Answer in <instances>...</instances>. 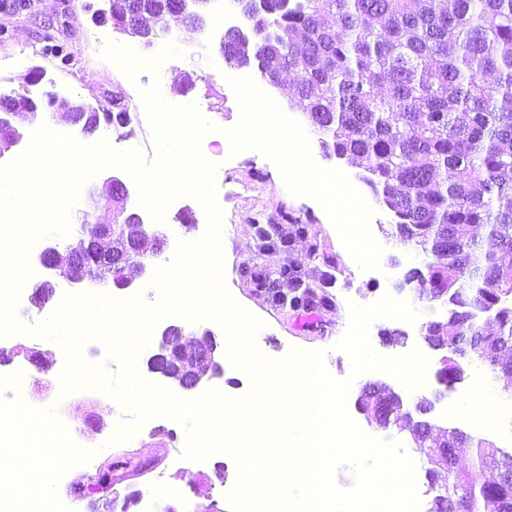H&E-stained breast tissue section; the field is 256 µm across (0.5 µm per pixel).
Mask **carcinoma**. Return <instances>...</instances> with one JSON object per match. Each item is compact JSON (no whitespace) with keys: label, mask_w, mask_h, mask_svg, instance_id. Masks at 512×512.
Here are the masks:
<instances>
[{"label":"carcinoma","mask_w":512,"mask_h":512,"mask_svg":"<svg viewBox=\"0 0 512 512\" xmlns=\"http://www.w3.org/2000/svg\"><path fill=\"white\" fill-rule=\"evenodd\" d=\"M121 29L131 0H110ZM183 0H145L137 15L166 4L184 26ZM255 21L252 53L242 51L238 27L224 32L221 52L230 67L254 66L279 86L293 72L292 91L319 135L327 157L361 170L360 179L393 215L399 240L419 249L424 268L407 272L431 302L446 309L425 339L448 354L439 380L462 379L466 358L476 357L512 375L499 353L512 345V0H239ZM41 53L66 64L70 53L45 30ZM120 254L131 243L144 255L149 239L135 219L113 228ZM99 272L124 287L137 271ZM332 298L309 290L290 299L294 308ZM454 326L447 336L444 330ZM364 411L401 419L381 388L369 387ZM415 447L428 456L431 512H512V453L465 433L433 435L411 426ZM470 454L471 468L458 467ZM496 472L482 482L480 473Z\"/></svg>","instance_id":"1"}]
</instances>
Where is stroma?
I'll return each mask as SVG.
<instances>
[{"instance_id":"1","label":"stroma","mask_w":512,"mask_h":512,"mask_svg":"<svg viewBox=\"0 0 512 512\" xmlns=\"http://www.w3.org/2000/svg\"><path fill=\"white\" fill-rule=\"evenodd\" d=\"M108 0H30L26 6L0 9V92L25 94L37 88L60 98L79 100L94 107H108L119 100L126 111L141 108V98L129 97L121 71L102 52L111 43L134 45L135 40L117 31L111 22L101 18L108 9ZM53 25L60 43L65 44L71 59L68 64L42 55L40 36L45 25ZM211 60L210 67L188 68L183 56L170 58L161 68L166 78L165 99L178 106L196 105L209 115L216 127L215 138L235 127L241 116L238 100L228 84L229 78L256 77L253 68H231L220 51L221 39L213 27L193 39ZM39 66L46 79L39 85L31 83V69ZM54 131L69 135L77 142L92 145L101 140L111 141L118 151L137 149L146 158H153L156 145L150 127L100 123L91 133L81 126L54 124ZM201 155L214 164L213 181L216 200L223 211L222 234L224 280L232 299L239 301L263 326L256 334V343L267 359L278 361L291 351H319L323 366L335 380H350L345 407L348 415L369 436L380 440L399 441L415 465V481L423 512H428L433 493L425 477L428 464L414 449L408 429L394 423L379 429L373 416L359 411L356 401L366 384L383 383L401 393L408 410H415L421 397L432 396L441 390L437 379L441 351L428 347L420 335L425 323L421 310L427 301L418 290L400 288L405 274L422 267L424 257L415 248L401 244L393 233L392 215L377 203L370 188L360 180L358 168L337 158L323 155L313 147V160L323 168L343 171L353 187L373 210L370 230L382 246L378 268L361 270L344 246L328 214L312 197L285 191L281 169L277 162L262 152L245 149L232 152L230 147H212L199 143ZM119 175L125 183L129 198L127 208H134L139 194L131 175L122 167L105 168L87 180L76 203L77 209L90 211L96 220L109 221L114 212L110 175ZM204 208L195 198L185 196L173 201L159 228L166 238L163 250L151 256V267L170 265L178 242H190L207 229L203 220ZM302 220L301 225L285 221V214ZM290 266L302 287L315 296L330 295L333 307L296 310L282 299L283 288L278 279L282 266ZM271 279L272 285L261 288L258 277ZM80 286L58 280L55 293L43 309L30 303L18 304L16 316L24 327L23 333L0 342V351L10 353L12 366L27 363L29 352H39L49 366L42 376L46 386L30 389V411L20 413L24 426L33 421L48 419L47 402L56 390L54 379L66 366L67 356L57 343H39L30 335V327L45 322L57 309L64 294L80 293ZM407 301L419 315L408 322L395 318H378L369 326L373 350L382 357H398L419 350L428 360L425 382L410 391L396 377L382 371H367L353 375L352 360L337 344L349 326V306L369 305L383 296ZM405 333L404 341H395L393 331ZM221 375L204 381L198 389L186 391L171 386L179 399L192 401L211 388L223 389L226 397L244 398L252 389L251 378L234 367L227 356H220ZM431 413L433 421L476 438H482L503 450L512 449V377L495 372L479 360L471 361L463 380L445 391ZM452 401H467L473 406L467 413L449 414ZM64 416L78 426L76 439L82 450L92 453L96 466L123 461L110 491L95 492L90 497L77 498L70 491L73 483L83 480L85 470L66 469L64 461L45 448L44 462L21 448L0 446V457L13 468L28 474L41 472L43 465L54 470H66L65 479L51 484L54 496L65 500L70 512H110V500H127L128 512H140L149 506L151 512H163L173 506L176 512H231L226 495L236 485L238 473L234 457L226 452L210 455L207 460L179 469L173 461L174 448L179 447L186 432L176 420L163 416L153 430L137 435L128 442H116L112 434L117 426L131 421L132 414L114 398L99 392L87 391L66 398L61 406ZM147 462L152 466L146 473L137 472L135 465ZM221 472L222 482H214V472Z\"/></svg>"}]
</instances>
